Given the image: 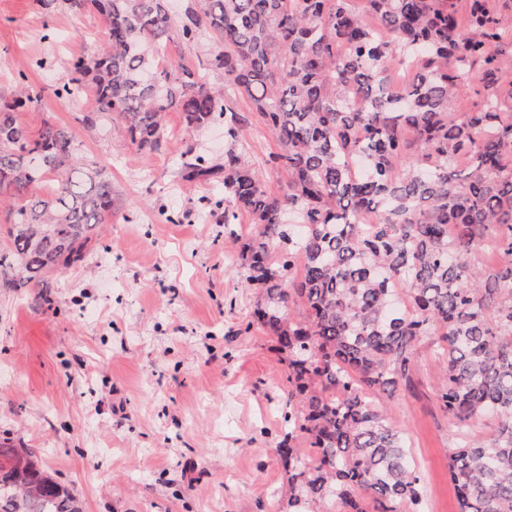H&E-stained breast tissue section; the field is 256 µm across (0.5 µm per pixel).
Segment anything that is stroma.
Returning <instances> with one entry per match:
<instances>
[{
    "label": "stroma",
    "instance_id": "stroma-1",
    "mask_svg": "<svg viewBox=\"0 0 512 512\" xmlns=\"http://www.w3.org/2000/svg\"><path fill=\"white\" fill-rule=\"evenodd\" d=\"M104 40L95 11L47 17L36 0H0V99L23 82L41 89L18 122L70 126L106 165L113 200L86 261L55 274L49 292L0 288V440L40 451L83 512H283L286 366L275 339L247 325L255 291L242 243L206 205L223 183L178 170L190 143L223 161L224 127L188 135L169 112L153 152L116 123L79 124L92 98L53 90ZM274 149L252 121L246 157L272 189L284 179L265 162ZM442 374L434 337H421L409 386L379 401L421 473L425 512H457Z\"/></svg>",
    "mask_w": 512,
    "mask_h": 512
}]
</instances>
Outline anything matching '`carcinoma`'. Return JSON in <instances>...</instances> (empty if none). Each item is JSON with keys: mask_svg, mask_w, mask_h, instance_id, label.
Masks as SVG:
<instances>
[{"mask_svg": "<svg viewBox=\"0 0 512 512\" xmlns=\"http://www.w3.org/2000/svg\"><path fill=\"white\" fill-rule=\"evenodd\" d=\"M104 18L106 45L68 67L55 94L93 98L84 125L120 122L132 144L159 151L166 112L196 132L224 122V163L191 144L185 178L224 184V224L247 213L245 284L253 323L275 337L287 368V431L277 445L288 512H424L421 477L400 432L372 399L391 395L415 343L434 335L450 424L498 420L493 438L448 449L458 512H512V106L498 94L512 71V25L493 0H190L186 46L205 31L224 50L206 69L155 56L169 39L168 0H37ZM478 109L456 115L467 89ZM249 103L274 140L275 191L238 145ZM41 102L26 86L0 103V194L8 288H50L85 261L112 215V181L74 133L47 121L32 134L16 112ZM50 189L44 193L43 184ZM453 233H448V230ZM492 243L494 265L472 255ZM303 442L307 448L297 447ZM0 512H81L37 452L0 442Z\"/></svg>", "mask_w": 512, "mask_h": 512, "instance_id": "carcinoma-1", "label": "carcinoma"}]
</instances>
